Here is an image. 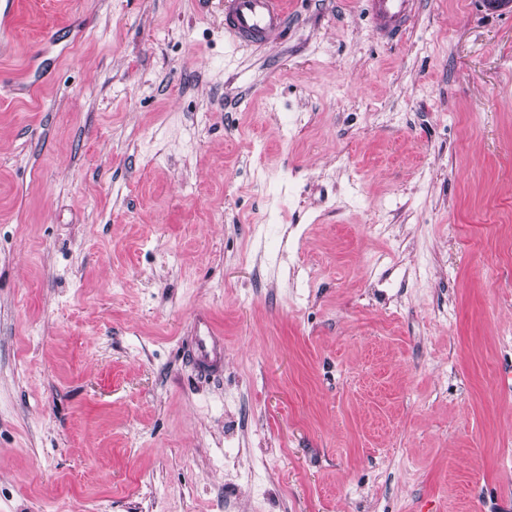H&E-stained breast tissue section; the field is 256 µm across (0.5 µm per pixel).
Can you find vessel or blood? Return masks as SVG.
<instances>
[{
	"mask_svg": "<svg viewBox=\"0 0 512 512\" xmlns=\"http://www.w3.org/2000/svg\"><path fill=\"white\" fill-rule=\"evenodd\" d=\"M376 33L400 36L412 11L413 0H365ZM288 12L283 0H224V26L241 44H262L284 32Z\"/></svg>",
	"mask_w": 512,
	"mask_h": 512,
	"instance_id": "1",
	"label": "vessel or blood"
}]
</instances>
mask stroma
I'll list each match as a JSON object with an SVG mask.
<instances>
[{"label": "stroma", "mask_w": 512, "mask_h": 512, "mask_svg": "<svg viewBox=\"0 0 512 512\" xmlns=\"http://www.w3.org/2000/svg\"><path fill=\"white\" fill-rule=\"evenodd\" d=\"M284 2L18 0L0 512H512V10ZM288 23L282 0H225L224 26L244 45L262 44ZM376 33L382 38L400 37L412 11V0H365Z\"/></svg>", "instance_id": "35a3bbf8"}]
</instances>
